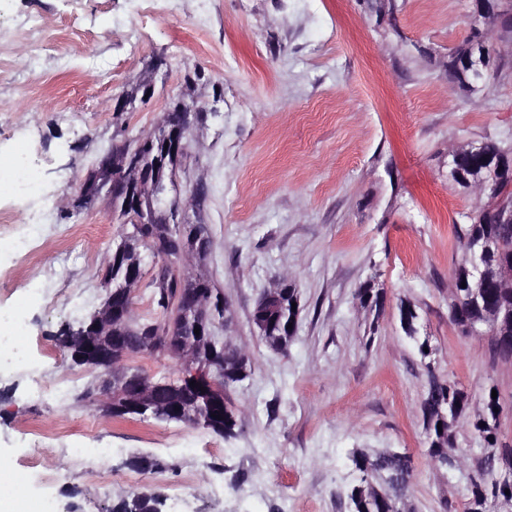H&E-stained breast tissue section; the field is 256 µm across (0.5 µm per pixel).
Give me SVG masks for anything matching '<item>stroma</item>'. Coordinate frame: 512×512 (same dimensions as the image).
<instances>
[{
    "mask_svg": "<svg viewBox=\"0 0 512 512\" xmlns=\"http://www.w3.org/2000/svg\"><path fill=\"white\" fill-rule=\"evenodd\" d=\"M471 21L470 0H176L152 16L137 0H0V312L23 318L27 354L0 370V467L29 499L107 512L116 493L151 490L163 512H349L354 451L391 448L413 459L415 512H465L480 443L460 428L466 464L435 469L420 407L434 376L475 403L496 389L499 436L512 443V364L448 319L462 258L454 227L479 205L449 178L448 151L489 140L512 150V41L497 35L500 66L473 92L440 65ZM149 74L150 102L113 111ZM181 96L207 109L186 132L177 179L183 194L204 190L186 219L207 226L206 269L233 313L215 330L253 361L224 392L238 411L229 440L64 404L50 389L70 376L83 392L102 376L70 366L52 339L103 304L105 256L121 232L106 201L77 207L78 184ZM21 152L40 170L41 202L10 186ZM39 209L52 222L38 230L44 256L18 261L11 228ZM286 273L300 315L283 354L251 314ZM367 283L384 295L376 319L355 299ZM405 303L430 357L402 328ZM62 419L111 457L48 448L33 458L26 424ZM142 457L153 468L135 467ZM105 469L122 482L103 485Z\"/></svg>",
    "mask_w": 512,
    "mask_h": 512,
    "instance_id": "1",
    "label": "stroma"
}]
</instances>
